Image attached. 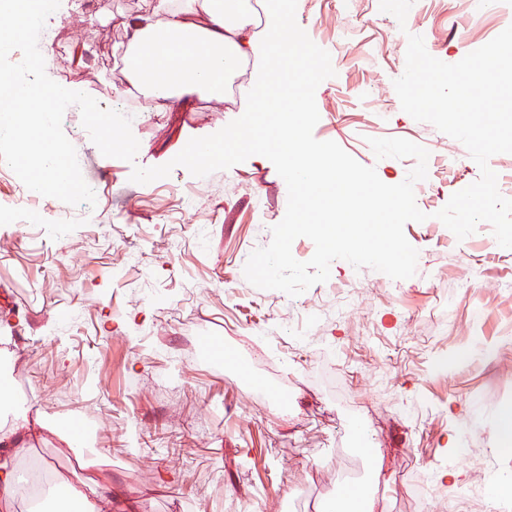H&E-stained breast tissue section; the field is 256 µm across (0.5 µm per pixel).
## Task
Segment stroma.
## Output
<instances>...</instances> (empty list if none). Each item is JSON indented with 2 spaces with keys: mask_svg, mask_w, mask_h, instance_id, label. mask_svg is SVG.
I'll return each instance as SVG.
<instances>
[{
  "mask_svg": "<svg viewBox=\"0 0 512 512\" xmlns=\"http://www.w3.org/2000/svg\"><path fill=\"white\" fill-rule=\"evenodd\" d=\"M138 13L139 0L72 2L39 38L47 75L129 116L140 146L131 163L102 156L72 110L62 128L82 140L95 206H66L59 225L46 212L0 221V293L14 301L0 309V363L51 426L18 463L13 508L25 512L36 476L75 483L93 462L135 512H319L347 468L375 512H415L421 472L431 512H448L461 486L474 491L465 512H492L488 477L512 478V450L491 438L512 406V249L497 247L488 223L460 240L437 219L480 170L461 142L402 111L394 81L408 35L457 63L512 24V0L475 17L462 0H414L402 24L379 0H297L299 26L335 70L315 92L314 137L385 183L416 160L376 158L369 141L404 138L428 150L433 174L415 193L426 220L404 227L414 276L338 259L327 282L296 297L244 276L287 208L267 158L131 182L133 166L169 163L240 117L259 66L250 60L220 101L195 94L162 112L147 97L127 102L115 81ZM206 338L242 366L206 355ZM68 421L90 426L84 445L61 442Z\"/></svg>",
  "mask_w": 512,
  "mask_h": 512,
  "instance_id": "1",
  "label": "stroma"
}]
</instances>
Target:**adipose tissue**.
<instances>
[{
  "label": "adipose tissue",
  "mask_w": 512,
  "mask_h": 512,
  "mask_svg": "<svg viewBox=\"0 0 512 512\" xmlns=\"http://www.w3.org/2000/svg\"><path fill=\"white\" fill-rule=\"evenodd\" d=\"M248 0H141L129 30V46L148 60L146 68L125 71L156 101L203 92L224 95L226 82L249 57L279 66L287 51L302 52V34L287 7L269 14L264 33H256ZM37 435L28 410L13 413L10 428L0 427V506L16 493V459L24 456Z\"/></svg>",
  "instance_id": "adipose-tissue-1"
}]
</instances>
